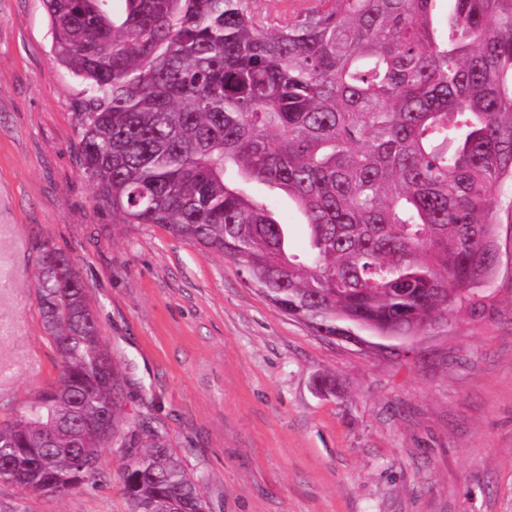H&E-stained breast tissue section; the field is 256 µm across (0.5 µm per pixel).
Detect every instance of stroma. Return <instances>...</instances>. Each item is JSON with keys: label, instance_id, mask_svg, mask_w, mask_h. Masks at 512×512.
<instances>
[{"label": "stroma", "instance_id": "1", "mask_svg": "<svg viewBox=\"0 0 512 512\" xmlns=\"http://www.w3.org/2000/svg\"><path fill=\"white\" fill-rule=\"evenodd\" d=\"M83 97L43 0H0V419L59 372L32 283L48 241L98 311L124 421L166 434L206 512H512L511 212L484 307L369 353L278 312L229 259L113 223L80 167ZM124 455L63 498L0 482V512H128Z\"/></svg>", "mask_w": 512, "mask_h": 512}]
</instances>
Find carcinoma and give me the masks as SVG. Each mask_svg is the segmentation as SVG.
<instances>
[{
  "mask_svg": "<svg viewBox=\"0 0 512 512\" xmlns=\"http://www.w3.org/2000/svg\"><path fill=\"white\" fill-rule=\"evenodd\" d=\"M83 81V174L115 224L227 257L322 336L423 329L488 298L512 210V0H43ZM306 230L300 250L276 210ZM34 286L57 378L0 422V481L66 496L121 438L129 512H205L165 435L124 427L83 280L43 243Z\"/></svg>",
  "mask_w": 512,
  "mask_h": 512,
  "instance_id": "1",
  "label": "carcinoma"
}]
</instances>
